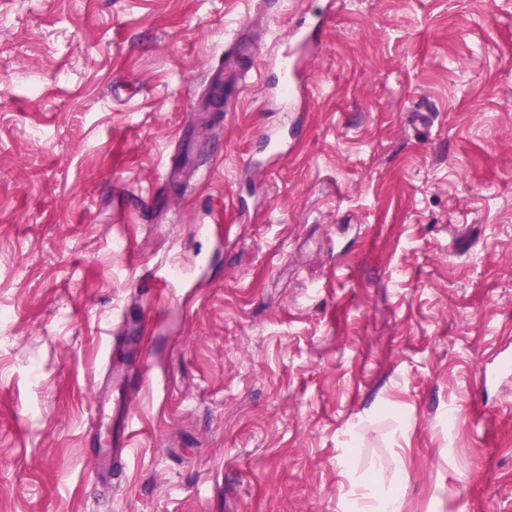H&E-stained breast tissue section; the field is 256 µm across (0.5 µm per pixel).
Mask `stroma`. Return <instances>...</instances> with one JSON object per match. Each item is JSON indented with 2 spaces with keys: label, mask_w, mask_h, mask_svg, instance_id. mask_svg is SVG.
<instances>
[{
  "label": "stroma",
  "mask_w": 512,
  "mask_h": 512,
  "mask_svg": "<svg viewBox=\"0 0 512 512\" xmlns=\"http://www.w3.org/2000/svg\"><path fill=\"white\" fill-rule=\"evenodd\" d=\"M331 2L0 0V512H512V0ZM322 23L321 19L308 23L305 21L289 32L288 53H285L281 59L282 77L278 86L279 98L288 105L295 102L300 94H305L308 90L297 69V61L307 45L310 31L320 28ZM126 379L117 371L112 373V408L104 400L96 403V418L101 429L112 431L114 444L123 449L131 448V442L136 434V413L130 403L124 398L123 390ZM122 413V421L118 428L115 426V414ZM358 487L359 491L348 499V511L402 512V494L395 473L388 476L382 466L374 465Z\"/></svg>",
  "instance_id": "stroma-1"
}]
</instances>
